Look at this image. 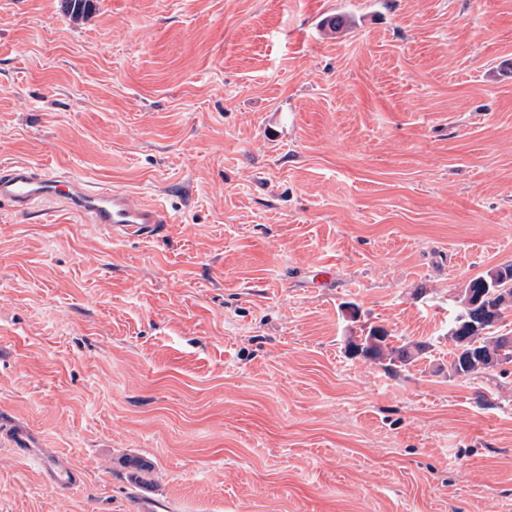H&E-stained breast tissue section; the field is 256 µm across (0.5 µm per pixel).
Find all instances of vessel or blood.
I'll return each mask as SVG.
<instances>
[{
  "instance_id": "vessel-or-blood-1",
  "label": "vessel or blood",
  "mask_w": 512,
  "mask_h": 512,
  "mask_svg": "<svg viewBox=\"0 0 512 512\" xmlns=\"http://www.w3.org/2000/svg\"><path fill=\"white\" fill-rule=\"evenodd\" d=\"M50 200H59L76 216L90 224H100L113 236H156L171 217L162 204L134 200L131 194L107 187H87L35 169L26 164L0 166V202L28 216ZM78 471L66 462L46 464L43 480L58 492L74 487Z\"/></svg>"
}]
</instances>
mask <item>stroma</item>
I'll list each match as a JSON object with an SVG mask.
<instances>
[{
	"label": "stroma",
	"mask_w": 512,
	"mask_h": 512,
	"mask_svg": "<svg viewBox=\"0 0 512 512\" xmlns=\"http://www.w3.org/2000/svg\"><path fill=\"white\" fill-rule=\"evenodd\" d=\"M11 163L173 222L0 203V512H512V362L448 374L512 264V0H0ZM390 338L393 337L386 331L371 328L364 336H351L348 346L354 356L379 362L388 359V366L397 367L412 363L426 350V345L420 342H405L395 347ZM80 479L78 471L66 462L44 464L43 480L57 492H65L74 487Z\"/></svg>",
	"instance_id": "obj_1"
}]
</instances>
